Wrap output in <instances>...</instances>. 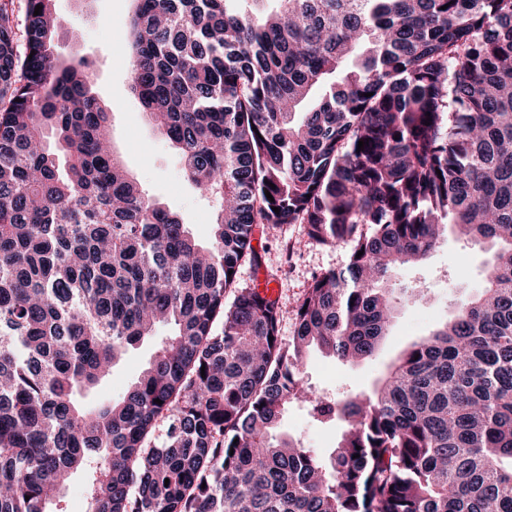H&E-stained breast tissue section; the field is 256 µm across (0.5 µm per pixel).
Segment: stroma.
<instances>
[{
  "mask_svg": "<svg viewBox=\"0 0 512 512\" xmlns=\"http://www.w3.org/2000/svg\"><path fill=\"white\" fill-rule=\"evenodd\" d=\"M133 0H56L60 22L54 54L59 61L84 56L91 62L92 91L110 114L111 142L128 172L160 203L178 213L200 242H208L214 210L212 200L200 196L188 181L180 153L146 119L129 83L127 19ZM302 227L281 224L260 236V267L243 264L240 286L272 283L283 307V336H291L294 306L312 277L341 267L347 249L301 241ZM494 247L469 242L446 233L435 252L424 261L401 267L393 284L415 289L412 299L397 304L388 336L371 357L339 363L315 352L304 368V379L317 392L338 397L369 391L389 366L415 341L450 321L457 307L481 284ZM154 341L129 352L106 381L88 393L90 403L118 397L149 363ZM281 433L301 440L307 448L329 455L342 432L341 426L314 422L304 404L289 407Z\"/></svg>",
  "mask_w": 512,
  "mask_h": 512,
  "instance_id": "stroma-1",
  "label": "stroma"
}]
</instances>
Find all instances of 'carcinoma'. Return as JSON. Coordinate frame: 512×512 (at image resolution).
<instances>
[{"label":"carcinoma","instance_id":"cac0c4a2","mask_svg":"<svg viewBox=\"0 0 512 512\" xmlns=\"http://www.w3.org/2000/svg\"><path fill=\"white\" fill-rule=\"evenodd\" d=\"M135 2L130 87L212 236L128 175L54 0L21 42L0 5V512H68L78 470L91 512H512V0ZM280 224L349 247L288 338L237 281ZM450 227L498 246L478 293L373 390H312L309 354L373 356L393 274ZM161 327L122 398L83 401ZM294 402L343 421L330 455L278 432Z\"/></svg>","mask_w":512,"mask_h":512}]
</instances>
